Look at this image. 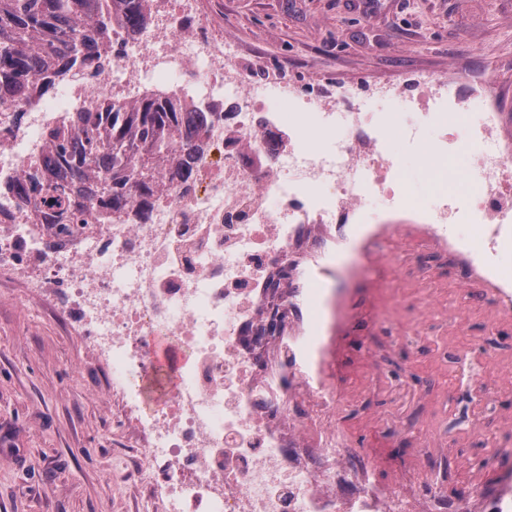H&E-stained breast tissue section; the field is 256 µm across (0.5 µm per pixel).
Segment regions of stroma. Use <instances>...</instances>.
Here are the masks:
<instances>
[{"instance_id": "obj_1", "label": "stroma", "mask_w": 512, "mask_h": 512, "mask_svg": "<svg viewBox=\"0 0 512 512\" xmlns=\"http://www.w3.org/2000/svg\"><path fill=\"white\" fill-rule=\"evenodd\" d=\"M242 51L291 76L364 84L428 70L458 72L461 91L484 79L512 121V0H202ZM404 307L387 312L371 352L345 347L347 385L360 400L347 422L358 447L430 460L449 502L489 491L495 449L512 448V320L488 284L451 255L396 250ZM329 292L358 318L369 283L347 277ZM429 301L417 318L421 301ZM463 316L464 330L453 325ZM496 368L485 369L483 350ZM85 337L70 335L33 291L0 284V512H149L130 478L132 449L103 401Z\"/></svg>"}]
</instances>
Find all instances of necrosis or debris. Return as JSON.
Segmentation results:
<instances>
[{"label": "necrosis or debris", "instance_id": "obj_1", "mask_svg": "<svg viewBox=\"0 0 512 512\" xmlns=\"http://www.w3.org/2000/svg\"><path fill=\"white\" fill-rule=\"evenodd\" d=\"M147 11L139 34L113 25L106 60L0 101V184L40 175L47 130L75 108L137 90L206 113L191 178L168 180L147 210L62 228L0 197V279L37 288L91 337L163 512H436L430 467L375 481L380 457L350 438L342 316L325 283L341 244L355 246L352 271L392 278L383 243L460 251L448 238L459 223L484 240L479 273L498 275L512 129L496 90L483 82L459 98L455 76L417 71L364 86L385 104L364 112L322 79L234 50L198 0H147ZM394 138L431 166L449 145L472 151L464 187L413 195Z\"/></svg>", "mask_w": 512, "mask_h": 512}]
</instances>
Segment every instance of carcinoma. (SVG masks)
I'll return each instance as SVG.
<instances>
[{"label": "carcinoma", "instance_id": "1", "mask_svg": "<svg viewBox=\"0 0 512 512\" xmlns=\"http://www.w3.org/2000/svg\"><path fill=\"white\" fill-rule=\"evenodd\" d=\"M133 34L146 24L143 0H0V99L22 92L23 77L62 76L91 53L107 54L112 17ZM200 124L184 103L144 96L76 112L46 135V174L0 187L55 222L78 207L114 213L150 206L163 173L187 178L204 150Z\"/></svg>", "mask_w": 512, "mask_h": 512}]
</instances>
